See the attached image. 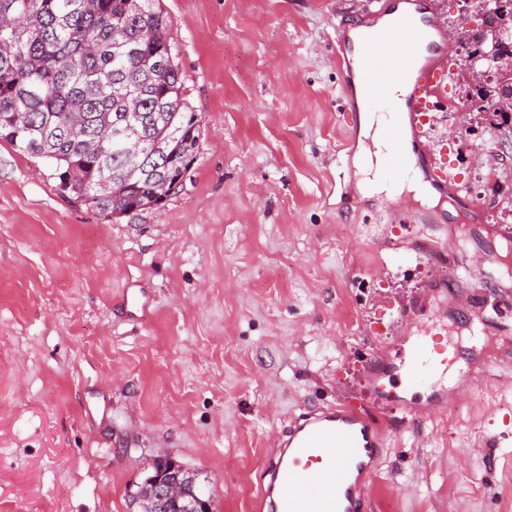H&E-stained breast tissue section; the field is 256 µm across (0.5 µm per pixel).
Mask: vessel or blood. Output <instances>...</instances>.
Listing matches in <instances>:
<instances>
[{"mask_svg":"<svg viewBox=\"0 0 512 512\" xmlns=\"http://www.w3.org/2000/svg\"><path fill=\"white\" fill-rule=\"evenodd\" d=\"M390 29L388 38L367 41L355 64L347 57L346 43H339L336 63L346 96L359 81L368 97L382 105L393 86L405 85L403 111L387 113L382 127L387 144L384 169L400 178L409 167L406 141L421 140L423 118L431 99L442 98L447 70L437 41L418 70L409 71L406 63L416 53L421 36L402 15ZM418 159L438 187L454 183V175L433 162L426 148H419ZM447 367V357L425 338L409 346L401 359L402 379L410 390L424 387L435 371ZM382 445L380 424L355 407L336 405L294 417L274 443L256 498L257 512H365Z\"/></svg>","mask_w":512,"mask_h":512,"instance_id":"b4317fda","label":"vessel or blood"}]
</instances>
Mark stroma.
Instances as JSON below:
<instances>
[{"instance_id":"stroma-1","label":"stroma","mask_w":512,"mask_h":512,"mask_svg":"<svg viewBox=\"0 0 512 512\" xmlns=\"http://www.w3.org/2000/svg\"><path fill=\"white\" fill-rule=\"evenodd\" d=\"M201 119L183 189L112 218L0 140V512H134L156 459L196 474L213 512H253L272 439L300 414L369 408L420 330L459 350L443 391L388 410L368 512H512V169L485 112L424 130L457 177L455 213L362 198L357 112L336 37L379 0H161ZM447 32L449 98L483 23L474 0H426ZM464 220H457V213ZM432 246L457 305L411 260ZM482 389L463 387L466 374Z\"/></svg>"}]
</instances>
